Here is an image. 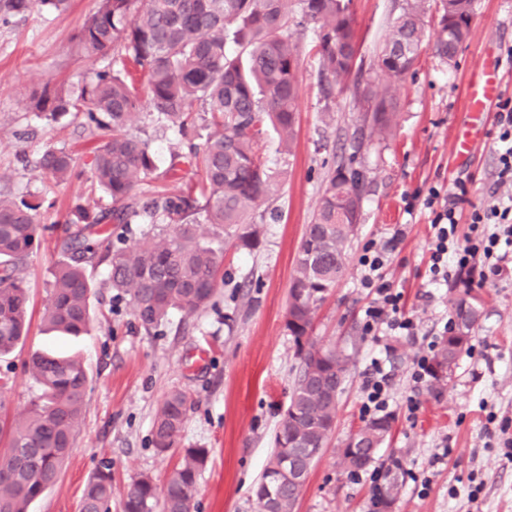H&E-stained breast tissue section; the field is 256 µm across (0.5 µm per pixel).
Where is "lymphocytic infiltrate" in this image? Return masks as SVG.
<instances>
[{
  "label": "lymphocytic infiltrate",
  "mask_w": 512,
  "mask_h": 512,
  "mask_svg": "<svg viewBox=\"0 0 512 512\" xmlns=\"http://www.w3.org/2000/svg\"><path fill=\"white\" fill-rule=\"evenodd\" d=\"M496 108L498 131L493 141L498 183L503 186L512 183V96L499 98ZM472 195V180L461 178L456 179L452 190L433 187L428 191L424 205L433 214L426 270L429 285L482 281L488 273L512 262V196L503 195L478 205L473 203ZM465 209L470 212L473 234L462 239L458 236V216ZM399 242L395 235L382 247L366 246L359 259L362 285L374 295L365 311V335H375L382 326L397 336L417 333L416 323L403 311L400 292L384 273L388 254Z\"/></svg>",
  "instance_id": "1"
}]
</instances>
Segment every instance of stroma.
<instances>
[{
	"label": "stroma",
	"mask_w": 512,
	"mask_h": 512,
	"mask_svg": "<svg viewBox=\"0 0 512 512\" xmlns=\"http://www.w3.org/2000/svg\"><path fill=\"white\" fill-rule=\"evenodd\" d=\"M99 0H72L67 11L48 8L0 21V191L39 203L40 246L22 269L29 288L30 329L12 353L0 358V400L10 413L25 412L38 386L28 372L34 352L53 350L83 360L88 371L78 434L57 483L34 500L28 512H81L89 477L112 465V512L133 480L148 476L164 484L183 449L204 448L207 461L197 481L191 512H258L255 489L274 447L296 374L295 343L285 327L294 260L306 224L330 169L341 155L357 152L366 193L357 234L346 244L344 277L321 303L312 336L349 354L332 432L313 465L295 512H368L376 477L399 460L402 491L394 512H512V456L503 446L512 438V264L489 276L473 292L483 316L471 352L459 360L443 389L433 378L415 384L413 363L433 357L452 318L457 288L426 282L427 241L432 214L423 200L429 187L452 188L471 177L475 202L497 184L491 130L467 158L457 140L468 121L467 85L492 57L512 48V0H473L470 34L455 64L425 49L402 81L394 109L392 137L362 135L365 101L357 88L382 91L388 83L377 52L404 0H352L359 54L344 90H327L312 51V30H295L303 49L298 72L296 136L290 154L275 151L272 135L260 149L278 174L269 195L248 210L257 239L245 247L224 238V284L214 302L187 317L172 313L161 326L144 330L132 308L112 288L108 266H88L95 288L94 323L88 334L62 336L45 331L42 315L51 293V272L60 259L57 238L77 203L100 211L110 198L88 176L63 187L44 181L36 162L46 147L69 150L78 166L89 162L98 133L75 114L49 122L26 102L42 88L71 92L101 70H119L112 52L82 48L77 35ZM402 242L386 267L402 291L405 311L418 325L414 337L363 335L364 311L372 296L361 285L359 258L367 244L382 246L394 233ZM387 349L391 374L386 415L394 420L389 443L373 465L350 475L341 450L362 425L364 382L373 357ZM186 392L191 407L177 448L161 454L152 444L156 411L172 390ZM418 408L408 411V400Z\"/></svg>",
	"instance_id": "35a3bbf8"
}]
</instances>
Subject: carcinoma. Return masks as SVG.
<instances>
[{"label": "carcinoma", "mask_w": 512, "mask_h": 512, "mask_svg": "<svg viewBox=\"0 0 512 512\" xmlns=\"http://www.w3.org/2000/svg\"><path fill=\"white\" fill-rule=\"evenodd\" d=\"M350 0H100L78 39L86 49L115 51L142 73L147 90L112 71L96 73L79 93H34L30 108L47 120L73 112L100 131L90 174L112 199V210L91 211L76 204L59 239L63 256L52 272L51 302L44 315L49 329L78 336L92 323L93 282L87 264L108 262L112 287L129 298L132 313L147 331L178 311L191 316L206 308L224 284V250L201 240L199 224H210L215 237L234 231L243 246L256 231L245 223L250 204L266 197L275 175L263 159L258 139L270 127L278 150L287 154L295 139L297 72L301 49L290 22L294 5L313 25L320 73L330 86L344 88L355 54ZM455 16L443 14L435 43L437 54L453 61L455 46L469 35L473 0H455ZM70 0H0L5 16L25 15L42 7L65 11ZM232 39L239 51L227 49ZM425 43L423 0H406L378 54V66L395 81L413 69ZM395 97L391 89L375 97L363 126L381 136L392 131ZM175 128L186 152L173 155L165 176L179 178L182 166L198 182L171 194H151L144 185L156 174L149 142L134 131L138 110ZM343 155L329 176L295 259L285 326L294 338L297 373L289 403L278 425L275 449L255 496L259 512H293L303 487L288 482L284 471L298 448L317 451L330 434L321 422L336 417L328 391L336 390L347 372L344 349L317 345L311 339L318 304L345 273V221L336 217V189L349 196L353 218L360 219L365 181L357 151ZM43 179L56 186L80 176L76 160L63 148L48 147L39 159ZM39 206L0 193V356L28 335V288L21 264L39 243ZM163 227L130 242L112 235L111 224H156ZM471 306L454 304V320L474 332L482 318L480 298L472 289ZM434 357L458 364L472 336L451 335ZM30 370L40 392L27 412L0 414V512H27L29 504L56 484L74 446L84 406L88 374L81 359L50 351L36 352ZM189 397L174 390L160 404L152 443L160 453L177 447L187 419ZM390 436L371 419L360 428L367 450L377 451ZM207 459L204 448H186L163 490L141 477L126 493L122 512H191L197 477ZM398 479H385L372 490L371 512L400 495ZM112 501V464L104 463L87 482L82 512H99Z\"/></svg>", "instance_id": "carcinoma-1"}]
</instances>
